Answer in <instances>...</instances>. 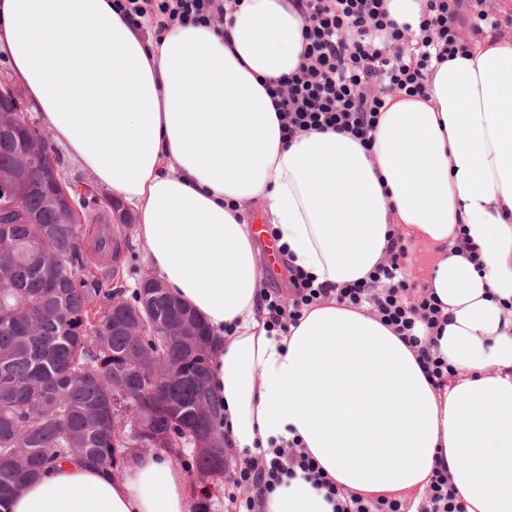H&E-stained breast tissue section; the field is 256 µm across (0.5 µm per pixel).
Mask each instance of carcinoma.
<instances>
[{"label":"carcinoma","mask_w":512,"mask_h":512,"mask_svg":"<svg viewBox=\"0 0 512 512\" xmlns=\"http://www.w3.org/2000/svg\"><path fill=\"white\" fill-rule=\"evenodd\" d=\"M25 119L0 127V173L20 185L38 177L21 162ZM88 232L50 204L48 189H26L19 198L0 195V242L8 259L0 279L9 285L0 306V512L26 483L56 463L77 456L93 465L122 468L138 438L129 428L112 430L91 411L112 413L113 382L122 380L127 397L119 408L135 416L153 410L146 437L167 449L205 481L224 474V442L208 455L184 452L187 440L214 437L218 404L206 379L212 342L205 329L169 343L162 336L133 337L118 323L129 319L109 307L110 288L87 270L84 240ZM132 306L154 310L163 325L195 313L168 293L144 282ZM156 357L176 371L165 381L144 368Z\"/></svg>","instance_id":"1"}]
</instances>
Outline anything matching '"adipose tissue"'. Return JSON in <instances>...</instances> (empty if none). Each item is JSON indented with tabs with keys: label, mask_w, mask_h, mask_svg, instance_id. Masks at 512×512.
Listing matches in <instances>:
<instances>
[{
	"label": "adipose tissue",
	"mask_w": 512,
	"mask_h": 512,
	"mask_svg": "<svg viewBox=\"0 0 512 512\" xmlns=\"http://www.w3.org/2000/svg\"><path fill=\"white\" fill-rule=\"evenodd\" d=\"M228 36L137 31L110 0H0V54L55 141L131 206L150 269L207 326V386L236 454L299 441L343 492L420 500L445 463L466 512H512V41L486 37L391 94L368 146L332 130L285 141L268 87L304 49L291 0H244ZM287 263L332 287L413 239L448 323L435 390L415 349L367 309L327 300L265 328L246 212ZM163 448L119 472L69 459L6 512H193ZM261 512H333L301 479Z\"/></svg>",
	"instance_id": "obj_1"
}]
</instances>
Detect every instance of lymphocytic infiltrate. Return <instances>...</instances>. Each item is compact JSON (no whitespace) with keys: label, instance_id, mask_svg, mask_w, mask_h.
I'll use <instances>...</instances> for the list:
<instances>
[{"label":"lymphocytic infiltrate","instance_id":"lymphocytic-infiltrate-1","mask_svg":"<svg viewBox=\"0 0 512 512\" xmlns=\"http://www.w3.org/2000/svg\"><path fill=\"white\" fill-rule=\"evenodd\" d=\"M238 0H112L114 9L132 26L152 18L157 30L194 23L226 33ZM388 0H294L302 19L304 50L298 67L282 75L271 93L284 114V135L294 139L310 130L346 133L367 143L385 97L402 93L426 96V76L433 63L466 53L469 41L484 35L512 32V17L491 10L487 0H423L418 25L398 23ZM469 36H462V29ZM416 51H409V43ZM408 246L395 237L387 259L368 280L337 290L315 282L299 269L288 271L293 291L288 299L265 297L268 331L288 333L305 308L327 297L350 308L368 307L393 326L399 337L415 347L419 361L435 388H443L450 369L433 347L422 345L414 333L417 322L437 328L439 303L426 288L409 287L404 262ZM302 478L328 501L335 512H465L444 468H436L418 508L404 500H375L342 494L297 442L271 445L236 463L228 477L234 487L269 491L283 480Z\"/></svg>","mask_w":512,"mask_h":512}]
</instances>
